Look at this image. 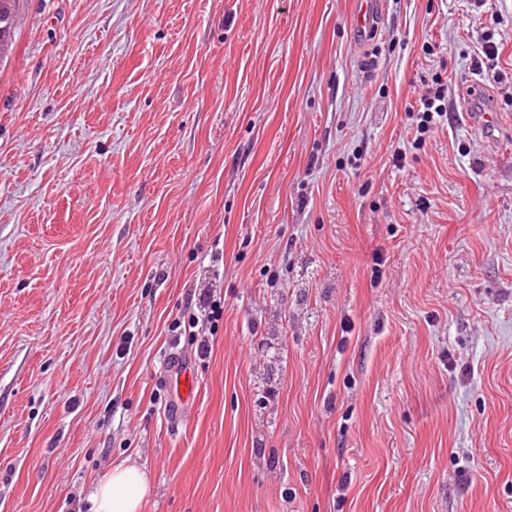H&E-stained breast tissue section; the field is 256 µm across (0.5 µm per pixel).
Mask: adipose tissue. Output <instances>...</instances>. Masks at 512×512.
<instances>
[{
	"label": "adipose tissue",
	"mask_w": 512,
	"mask_h": 512,
	"mask_svg": "<svg viewBox=\"0 0 512 512\" xmlns=\"http://www.w3.org/2000/svg\"><path fill=\"white\" fill-rule=\"evenodd\" d=\"M152 492L147 471L127 460L115 466L89 496L92 512H140Z\"/></svg>",
	"instance_id": "1"
}]
</instances>
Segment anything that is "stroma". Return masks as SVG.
Wrapping results in <instances>:
<instances>
[{
	"mask_svg": "<svg viewBox=\"0 0 512 512\" xmlns=\"http://www.w3.org/2000/svg\"><path fill=\"white\" fill-rule=\"evenodd\" d=\"M355 2L20 0L0 512H512V0ZM353 34L359 40L370 41L376 35L375 19L380 14L379 0H357ZM188 369H190L188 365H179L178 363V365H174L171 371V376H175L174 392L178 399L176 401L181 404H185L186 401L190 400L196 387L195 378L190 372H187ZM152 492L147 471L127 459L112 468L89 496L90 512H140Z\"/></svg>",
	"mask_w": 512,
	"mask_h": 512,
	"instance_id": "obj_1",
	"label": "stroma"
}]
</instances>
